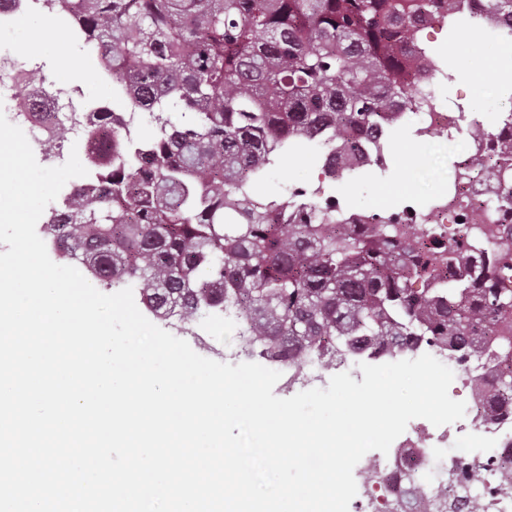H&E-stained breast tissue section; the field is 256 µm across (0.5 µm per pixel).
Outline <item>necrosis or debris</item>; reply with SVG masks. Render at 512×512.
Returning a JSON list of instances; mask_svg holds the SVG:
<instances>
[{
  "label": "necrosis or debris",
  "instance_id": "obj_1",
  "mask_svg": "<svg viewBox=\"0 0 512 512\" xmlns=\"http://www.w3.org/2000/svg\"><path fill=\"white\" fill-rule=\"evenodd\" d=\"M0 73L8 74V82H0V96L11 98L13 124L24 126L30 142L39 152L55 160L63 159L65 145L54 138L58 128H65L71 139L85 135L91 113L107 109L104 101H89L63 85L50 84L36 87L28 98L12 97L13 86L26 83L31 73L28 62L0 56ZM401 121H415V134L419 142L430 138L448 139L459 131H466L467 143L457 167L462 176V192L467 204L457 200L439 198L427 204L415 198L399 199L387 210L389 216L408 219L423 228L437 227L441 231L460 230L488 253L496 252L512 227V202L497 198L498 178L492 171H480L486 160L502 161L505 147L512 143V128L501 125L487 132L483 123L467 117L464 112L441 106L437 95H430L420 111L401 112ZM387 363L384 355L352 354L328 365L316 358L303 364H288L289 385L306 387L317 383L328 385L338 373H350L361 380L359 363ZM481 438L490 442L495 456L512 451V409L491 413L486 398L471 394L466 416L455 423L437 428L417 425L413 434L388 454L365 456L359 466V476L370 493L363 512H380L381 491L395 487L405 480L408 467H415L425 491L437 484L452 481V491L459 502L458 512H512V495L503 493V486L512 484V472L491 471L484 481L465 483L457 476L464 467L473 465L476 456L470 443Z\"/></svg>",
  "mask_w": 512,
  "mask_h": 512
}]
</instances>
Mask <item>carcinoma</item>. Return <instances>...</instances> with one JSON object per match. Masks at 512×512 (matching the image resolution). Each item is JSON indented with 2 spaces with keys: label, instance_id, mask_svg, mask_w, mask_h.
I'll return each mask as SVG.
<instances>
[{
  "label": "carcinoma",
  "instance_id": "obj_1",
  "mask_svg": "<svg viewBox=\"0 0 512 512\" xmlns=\"http://www.w3.org/2000/svg\"><path fill=\"white\" fill-rule=\"evenodd\" d=\"M52 2L47 14L71 20L112 88L157 127L135 143L125 121L96 116L93 182L42 223L59 252L82 254L106 288L137 283L159 319L172 305L185 323L231 310L238 335L287 362L446 344L460 361L493 362L494 400L512 401V288L483 273L465 235L448 234V259L474 273L416 288L429 259L409 255L396 225L372 215L359 230L330 204L295 210L252 192L287 153L338 142L362 153L389 113L419 109L413 20L442 7L452 25L461 0ZM178 108L194 119L171 122ZM447 492L394 489L385 510L409 500L435 512Z\"/></svg>",
  "mask_w": 512,
  "mask_h": 512
}]
</instances>
